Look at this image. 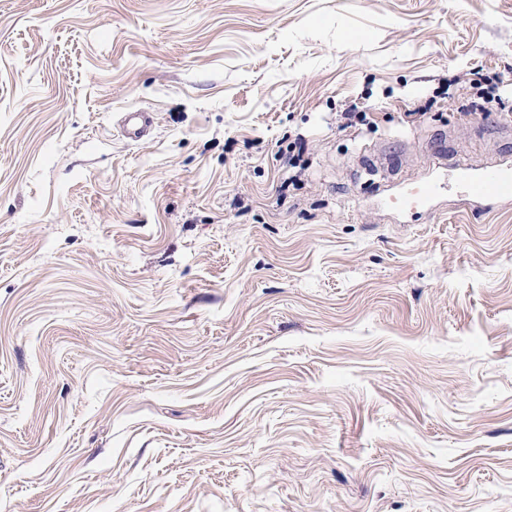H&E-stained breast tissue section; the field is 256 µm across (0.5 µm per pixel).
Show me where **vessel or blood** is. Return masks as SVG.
<instances>
[{"mask_svg": "<svg viewBox=\"0 0 512 512\" xmlns=\"http://www.w3.org/2000/svg\"><path fill=\"white\" fill-rule=\"evenodd\" d=\"M154 123L152 113L134 111L125 113L121 130L130 140L144 138ZM431 163L434 168H447L450 178L464 190L467 202L480 203L496 197H512V163L503 161L491 165L478 166L467 160L448 161L445 147L435 149Z\"/></svg>", "mask_w": 512, "mask_h": 512, "instance_id": "vessel-or-blood-1", "label": "vessel or blood"}]
</instances>
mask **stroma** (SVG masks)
Instances as JSON below:
<instances>
[{"label":"stroma","mask_w":512,"mask_h":512,"mask_svg":"<svg viewBox=\"0 0 512 512\" xmlns=\"http://www.w3.org/2000/svg\"><path fill=\"white\" fill-rule=\"evenodd\" d=\"M488 76L512 0H0V512H512ZM154 123L152 113L146 111L125 112L121 130L123 135L133 141L144 138L151 130ZM448 176L464 189V196L470 204L493 197H512V164L508 160L477 166L467 160L454 159L448 164Z\"/></svg>","instance_id":"obj_1"}]
</instances>
